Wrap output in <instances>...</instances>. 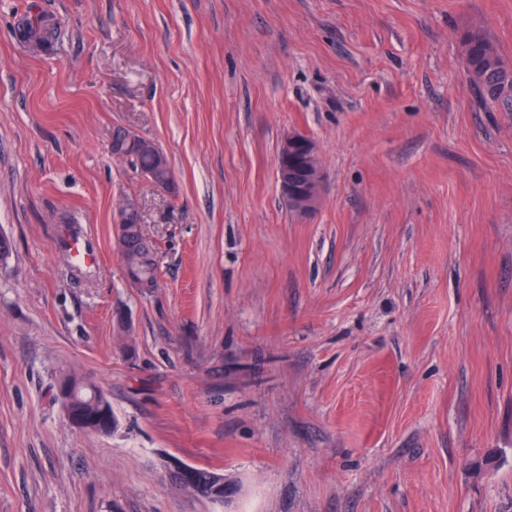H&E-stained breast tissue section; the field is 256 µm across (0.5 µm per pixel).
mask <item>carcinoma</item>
<instances>
[{
	"label": "carcinoma",
	"instance_id": "1",
	"mask_svg": "<svg viewBox=\"0 0 512 512\" xmlns=\"http://www.w3.org/2000/svg\"><path fill=\"white\" fill-rule=\"evenodd\" d=\"M21 36L45 51L54 48L58 26L50 18L34 13L23 24ZM466 69L485 106L512 112V70L504 66L495 45L481 32H468L461 42ZM133 165L145 176H153L172 188L174 179L166 155L151 142L142 141L138 152L126 154ZM126 278L133 285L157 286V261L153 245L144 239L138 225L130 224L126 232L117 236ZM56 399L66 416L79 418L81 430L93 434L111 432L116 426L112 404L103 390L93 382L74 373L66 374L56 383ZM172 481L200 496L224 501V476L215 472L192 468L191 479L180 475Z\"/></svg>",
	"mask_w": 512,
	"mask_h": 512
}]
</instances>
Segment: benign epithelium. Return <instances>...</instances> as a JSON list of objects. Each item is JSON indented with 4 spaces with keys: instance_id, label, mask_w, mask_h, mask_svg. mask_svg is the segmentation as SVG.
<instances>
[{
    "instance_id": "1",
    "label": "benign epithelium",
    "mask_w": 512,
    "mask_h": 512,
    "mask_svg": "<svg viewBox=\"0 0 512 512\" xmlns=\"http://www.w3.org/2000/svg\"><path fill=\"white\" fill-rule=\"evenodd\" d=\"M324 173L315 143L308 136L292 132L280 145L277 181L281 195L298 214H309L321 200Z\"/></svg>"
}]
</instances>
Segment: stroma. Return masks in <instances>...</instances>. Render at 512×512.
Segmentation results:
<instances>
[{"instance_id":"stroma-1","label":"stroma","mask_w":512,"mask_h":512,"mask_svg":"<svg viewBox=\"0 0 512 512\" xmlns=\"http://www.w3.org/2000/svg\"><path fill=\"white\" fill-rule=\"evenodd\" d=\"M31 10L52 51L18 38ZM472 30L512 69V0H0V512H512V112L478 98ZM291 132L324 172L307 216ZM63 371L112 433L69 423ZM304 164L298 166L296 157ZM324 173L315 143L301 133H288L279 150L277 181L281 195L297 214H309L317 209L321 200ZM141 142L138 152L135 154L128 153L124 156H118V158H130L136 169L143 175L147 176L149 179H151L149 175H152L160 181L165 180V186L167 189H171L174 179L166 155L160 148L158 152L150 141L141 140ZM117 245L127 280L140 287V283L157 286V261L153 245L145 240L138 224H130L124 234L117 235ZM55 387L56 399L67 418L75 416L84 423L79 429L93 434H105L114 429L116 417L112 404L99 386L72 373L58 379ZM63 391L67 392V401L61 397ZM192 476L186 480L183 476L170 477L179 486L214 501H224V476L206 469L192 467ZM218 479H214V477Z\"/></svg>"}]
</instances>
